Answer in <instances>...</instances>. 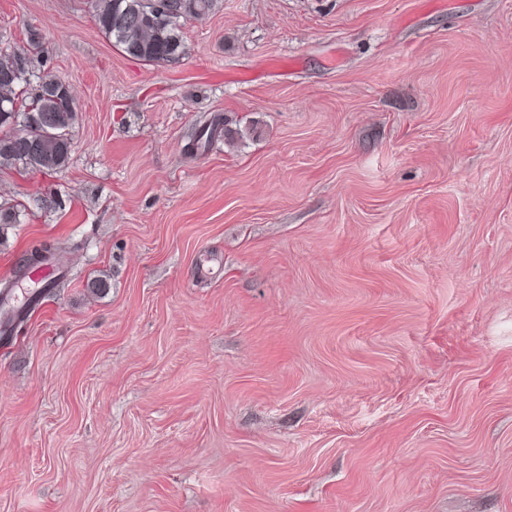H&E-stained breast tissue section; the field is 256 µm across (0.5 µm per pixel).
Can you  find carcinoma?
I'll return each mask as SVG.
<instances>
[{"instance_id":"carcinoma-1","label":"carcinoma","mask_w":512,"mask_h":512,"mask_svg":"<svg viewBox=\"0 0 512 512\" xmlns=\"http://www.w3.org/2000/svg\"><path fill=\"white\" fill-rule=\"evenodd\" d=\"M179 15L170 20L152 18L140 26H132L128 16L144 0H84L86 11L97 29L112 40L126 56L160 65L182 58L186 53L184 26L201 20L219 7V0H174ZM15 51L0 49V171L24 170L52 173L65 168L70 161L73 132L79 110L71 89L63 80L45 70L39 51L29 52L23 75H16ZM45 115L46 126L26 123V114ZM223 119L213 118L203 127L194 147L200 149L218 136ZM12 286L0 290L3 329L15 330L28 318L34 307L52 291L44 288L28 300L29 308L9 305Z\"/></svg>"}]
</instances>
